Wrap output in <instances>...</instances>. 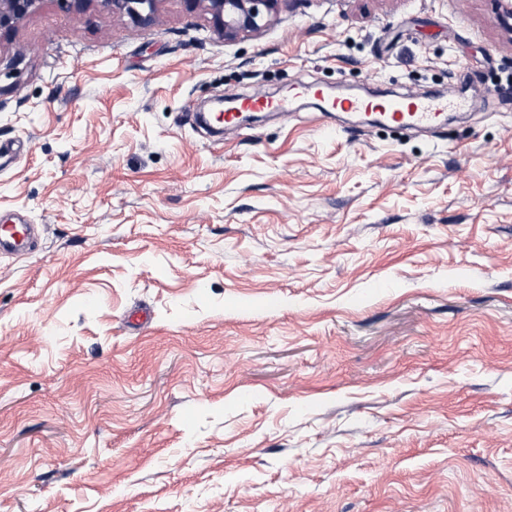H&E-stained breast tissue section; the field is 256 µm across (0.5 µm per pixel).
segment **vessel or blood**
<instances>
[{"label": "vessel or blood", "instance_id": "vessel-or-blood-1", "mask_svg": "<svg viewBox=\"0 0 512 512\" xmlns=\"http://www.w3.org/2000/svg\"><path fill=\"white\" fill-rule=\"evenodd\" d=\"M337 106L342 110L375 111L389 123L401 128L441 127L445 118L446 106L441 102L419 100L415 98H392L374 102L364 99H344ZM271 100L247 98L236 109L226 111L225 124L236 123L241 113L273 109ZM36 240V230L30 224H0V254L21 255L30 251Z\"/></svg>", "mask_w": 512, "mask_h": 512}]
</instances>
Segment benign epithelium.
<instances>
[{"label": "benign epithelium", "mask_w": 512, "mask_h": 512, "mask_svg": "<svg viewBox=\"0 0 512 512\" xmlns=\"http://www.w3.org/2000/svg\"><path fill=\"white\" fill-rule=\"evenodd\" d=\"M113 13L125 14L140 24L154 21L160 0H99ZM191 11L210 15L213 27L226 41L262 31L275 19L281 0H184ZM41 0H0V38L11 36L34 13Z\"/></svg>", "instance_id": "obj_1"}]
</instances>
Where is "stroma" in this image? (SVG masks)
Segmentation results:
<instances>
[{"instance_id":"1","label":"stroma","mask_w":512,"mask_h":512,"mask_svg":"<svg viewBox=\"0 0 512 512\" xmlns=\"http://www.w3.org/2000/svg\"><path fill=\"white\" fill-rule=\"evenodd\" d=\"M313 93L297 95L299 84ZM441 98V131L315 92ZM286 101L223 137L218 98ZM0 512H512L497 0H160L0 40ZM101 6L112 13L126 14L140 24L154 21L160 0H99ZM190 11L210 15L213 27L233 41L261 32L275 19L281 0H184ZM36 230L31 224H0V254L22 255L35 244Z\"/></svg>"}]
</instances>
